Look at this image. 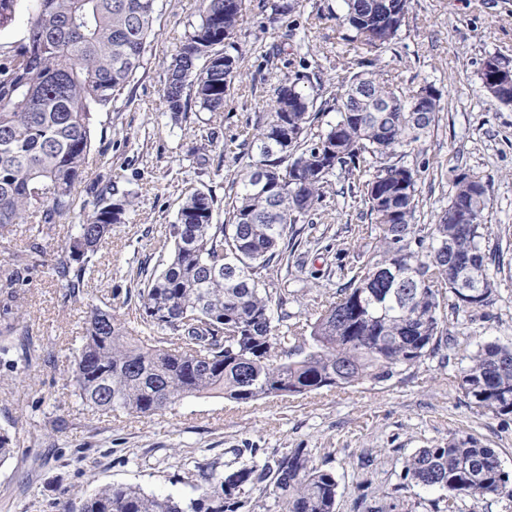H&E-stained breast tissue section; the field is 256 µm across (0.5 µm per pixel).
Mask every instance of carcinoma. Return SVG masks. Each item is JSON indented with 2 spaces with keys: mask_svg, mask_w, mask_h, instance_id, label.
I'll use <instances>...</instances> for the list:
<instances>
[{
  "mask_svg": "<svg viewBox=\"0 0 512 512\" xmlns=\"http://www.w3.org/2000/svg\"><path fill=\"white\" fill-rule=\"evenodd\" d=\"M22 0H0V30L10 27ZM26 37L0 52V232L29 225L32 236L74 213L73 189L92 150L93 113L116 103L144 65L158 0H34ZM351 41L382 45L393 39L411 0H341ZM295 8L290 0H264L276 20ZM246 13L245 0H200L168 66L164 99L173 117L193 102L201 112H222L239 58L224 51ZM336 100L337 119L312 132L317 98L281 78L270 112L243 140V164L213 223V191L184 194L169 234L155 242L166 255L160 272L138 289L142 330L130 329L112 309L93 307L71 381L81 403L102 412L150 416L188 397L214 395L237 403L384 384L440 358L457 345L454 320L494 303L496 275L505 272L501 244L490 248L485 223L453 218L460 208L484 216L486 186L468 173L454 179V194L435 224L416 223L419 173L403 162L439 121L440 94L430 85L411 90L381 80L353 59ZM481 85L497 101L512 92L481 72ZM419 111L414 112V105ZM267 167L270 188L255 186ZM360 188L372 245L358 265H340L346 282L316 303L303 323L290 322L288 230L310 222L336 174ZM91 210L78 225L55 274L68 294L84 288L99 247L124 223L132 201L118 196L112 177L91 189ZM498 258L490 272V257ZM478 272V296L456 295L462 267ZM19 269L0 272V320L14 333V288ZM470 403L494 416L512 415V346L478 345L453 379ZM250 460L222 473L197 465L204 483L188 498L112 485L82 500L77 512H336L335 473L316 464L307 448ZM237 450V455L246 452ZM401 482L378 495L358 485L362 512H410L412 485L448 495L432 512H461V504L488 496L512 498V477L494 449L471 435L417 449L405 458Z\"/></svg>",
  "mask_w": 512,
  "mask_h": 512,
  "instance_id": "1",
  "label": "carcinoma"
}]
</instances>
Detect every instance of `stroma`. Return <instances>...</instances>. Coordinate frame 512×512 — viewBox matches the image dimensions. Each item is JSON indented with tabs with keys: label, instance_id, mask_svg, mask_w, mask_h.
Masks as SVG:
<instances>
[{
	"label": "stroma",
	"instance_id": "obj_1",
	"mask_svg": "<svg viewBox=\"0 0 512 512\" xmlns=\"http://www.w3.org/2000/svg\"><path fill=\"white\" fill-rule=\"evenodd\" d=\"M247 4L230 49L240 58L242 76L223 111L192 107L172 119L163 97L166 70L198 20L199 2L159 0L143 68L116 108L93 117L92 154L73 190L75 213L45 230L44 261L25 272L17 288L14 324L28 334L29 349L0 354V430H7L15 450L0 465V512H74L81 499L113 484L187 496L198 477L196 464L225 469L237 448L268 454L311 449L316 463L336 474V512H356L355 486L362 477L357 457L366 448L375 457L377 492L398 483L405 457L452 433L479 438L512 473V417L469 404L448 382L478 344H512V272L501 276L487 311L449 322L458 344L444 368L428 360L384 384L249 404L189 397L145 418L96 413L74 396L66 370L81 344L88 308L110 305L133 317L138 284L132 270L142 266L151 275L162 269L155 242L174 222L186 190L228 196L240 169L233 157L248 125L268 112L283 74L307 75V90L329 88L345 63L360 57L378 77L400 86H433L441 95L439 121L405 159L420 172L417 221L435 223L455 175L471 173L487 189L490 242L512 244V106L490 97L480 79L487 57L512 61V0H412L395 38L375 48L350 41L341 0H300L275 24L259 0ZM288 29L294 36L286 41ZM107 175L117 195L132 196L134 205L73 298L51 264L76 236L91 185ZM362 210L358 190L339 178L313 217L314 230L294 225L295 253L305 259L288 306L297 320L335 292L338 260L355 263L371 246L361 231Z\"/></svg>",
	"mask_w": 512,
	"mask_h": 512
}]
</instances>
